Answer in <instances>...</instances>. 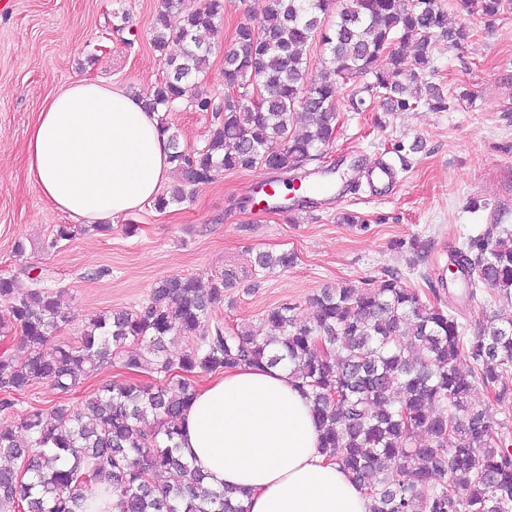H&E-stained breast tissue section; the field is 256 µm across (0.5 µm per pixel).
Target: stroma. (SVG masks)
<instances>
[{"label": "stroma", "mask_w": 512, "mask_h": 512, "mask_svg": "<svg viewBox=\"0 0 512 512\" xmlns=\"http://www.w3.org/2000/svg\"><path fill=\"white\" fill-rule=\"evenodd\" d=\"M436 4L450 26L469 31L460 45L440 44L426 74L448 111L421 105L386 112L370 96L356 108L351 98L365 78L338 87V122L325 163L342 155L389 162L398 179L393 194L374 198L363 185L340 209L313 201L287 215L262 208L245 190L257 178L285 187L293 174L228 170L165 211L148 203L109 231L79 225L71 240L56 245L55 229L67 218L40 194L26 166L25 143L38 113L77 76L145 92L165 74L163 55H179L182 46L169 43L162 54L153 48L161 0H9L0 7V275L14 277L24 290L34 270L48 273L69 317L56 339L73 345L95 315L138 309L155 283L172 275L196 276L206 287L231 281L213 321L259 335L266 331L267 309L288 302L306 319L319 288L343 281L361 286L388 270L399 271L409 287L449 298L438 279L447 273L450 251L480 231L490 209L512 211V0L491 26L463 0ZM264 6V0H224L222 47L210 58L207 80L215 99L224 96V47L239 24L262 23ZM168 121L181 144L198 148L211 116L184 104ZM346 213L355 223L343 222ZM414 238L431 248L413 268L407 243ZM19 244L24 253L16 252ZM261 251H288L295 262L258 275L253 258ZM452 301L473 331L494 298L483 292ZM158 380L105 364L64 398L48 384L30 386L15 395L12 409L0 410V424H17L26 412L61 403L79 408L107 384Z\"/></svg>", "instance_id": "obj_1"}]
</instances>
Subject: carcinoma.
Returning <instances> with one entry per match:
<instances>
[{
    "label": "carcinoma",
    "mask_w": 512,
    "mask_h": 512,
    "mask_svg": "<svg viewBox=\"0 0 512 512\" xmlns=\"http://www.w3.org/2000/svg\"><path fill=\"white\" fill-rule=\"evenodd\" d=\"M503 0H470L492 22ZM335 0H266L260 27L241 24L224 50L223 103L198 90L216 49L224 0H164L156 16L153 47L164 52L175 40L179 57H164L167 74L142 99L152 112L173 111L188 90L191 106L212 123L200 148L180 144L160 118L180 181L158 195L164 211L191 197L231 169L288 173L319 159L336 131V89L364 75L386 110L421 104L443 112L448 101L423 79L435 40L459 44L466 26H448L435 0H353L338 12ZM182 15L174 30L169 14ZM319 41L328 53L318 74L307 52ZM389 70L377 67L382 55ZM262 98L254 103V87ZM306 130L292 132L295 112ZM295 255L260 252L255 273L288 268ZM458 267L454 283L466 295L489 290L512 305V228L488 224L450 252ZM24 292L0 276V300L8 322L21 332L24 357L0 354V410L13 395L44 382L61 396L76 390L97 363L117 359L129 373L162 376L155 387L114 384L77 411L63 405L26 414L20 431L0 427V457L21 468H0V512H89L103 492L115 495V512H246L233 490H213L181 454V420L192 399L189 378L198 371L237 366L290 370L312 403L321 448L348 470L371 499V512H512V434L492 408L472 403L479 387L494 402L512 400V317L485 311L473 336L452 307L433 302L389 272L369 288L326 286L312 296V316L299 318L282 303L267 311L268 332L224 328L210 322L224 303L221 281L209 290L193 276L159 280L138 310H111L93 318L77 345L52 340L69 322L43 273ZM196 339L173 358L167 343ZM132 341L142 348L131 350ZM179 374L177 387L166 384ZM429 437L426 445L417 436Z\"/></svg>",
    "instance_id": "carcinoma-1"
}]
</instances>
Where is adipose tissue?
Here are the masks:
<instances>
[{
	"label": "adipose tissue",
	"instance_id": "obj_1",
	"mask_svg": "<svg viewBox=\"0 0 512 512\" xmlns=\"http://www.w3.org/2000/svg\"><path fill=\"white\" fill-rule=\"evenodd\" d=\"M160 115L128 89L86 78L47 100L26 164L42 195L77 224H111L154 199L172 172ZM179 444L208 487L244 490L248 512H370L330 461L307 396L283 367H236L196 388Z\"/></svg>",
	"mask_w": 512,
	"mask_h": 512
}]
</instances>
